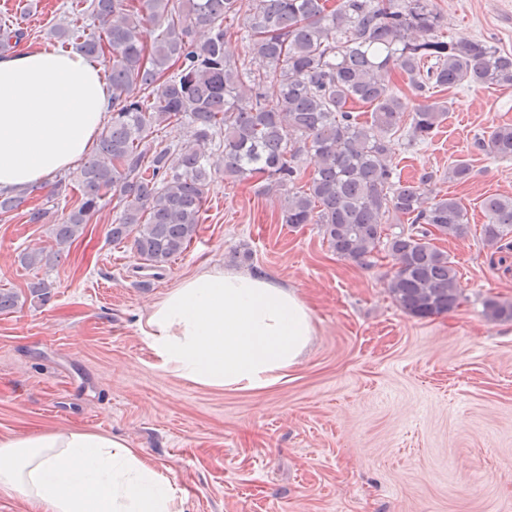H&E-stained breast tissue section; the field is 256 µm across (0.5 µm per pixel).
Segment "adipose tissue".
Returning <instances> with one entry per match:
<instances>
[{
  "label": "adipose tissue",
  "mask_w": 512,
  "mask_h": 512,
  "mask_svg": "<svg viewBox=\"0 0 512 512\" xmlns=\"http://www.w3.org/2000/svg\"><path fill=\"white\" fill-rule=\"evenodd\" d=\"M112 111L100 66L77 52L0 56V189L50 181L80 160ZM139 329L158 368L214 389L287 379L316 332L271 277L209 269L155 302ZM0 492L37 512H184L174 482L111 435L55 429L0 438Z\"/></svg>",
  "instance_id": "ef3b65f1"
}]
</instances>
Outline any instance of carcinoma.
<instances>
[{"mask_svg":"<svg viewBox=\"0 0 512 512\" xmlns=\"http://www.w3.org/2000/svg\"><path fill=\"white\" fill-rule=\"evenodd\" d=\"M77 0L82 16L97 23L60 27V40L79 41L89 59H103L112 90V117L77 181L78 208L58 215L57 250L23 253L29 269L52 267L80 236L100 203L119 194L114 242L131 241L143 264L160 269L198 236L205 189L223 154L224 179L267 180L280 193L284 223L316 224L336 256L363 268L388 258V290L410 316L425 319L457 309L463 299L455 265L438 240L469 232L460 199L423 201L432 174L403 185L393 168L391 136L409 145L431 140L448 117L437 92L471 86H512V53L488 40L455 42L442 32L435 0ZM159 30L152 44L142 27ZM28 38L18 23L0 24V52ZM248 43L251 60L232 59L226 44ZM411 94L395 88L393 75ZM369 108L361 119L353 105ZM190 133L184 145L142 144L163 126ZM482 147L512 160V125L494 127ZM313 167L301 170L302 160ZM46 188L0 192V215L26 209L28 224H45L49 212L29 206ZM483 240L512 238V197L482 201ZM54 285L40 279L29 295L47 302ZM485 313L512 320V302L488 300Z\"/></svg>","mask_w":512,"mask_h":512,"instance_id":"carcinoma-1","label":"carcinoma"}]
</instances>
